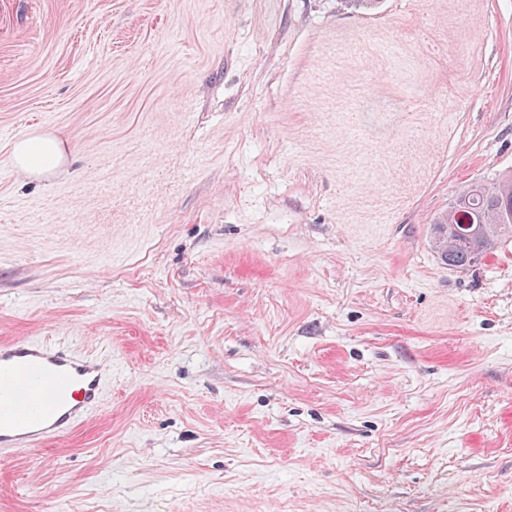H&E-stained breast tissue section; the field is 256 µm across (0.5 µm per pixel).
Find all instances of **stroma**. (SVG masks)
Masks as SVG:
<instances>
[{
	"mask_svg": "<svg viewBox=\"0 0 512 512\" xmlns=\"http://www.w3.org/2000/svg\"><path fill=\"white\" fill-rule=\"evenodd\" d=\"M510 175L512 0H0V339L112 361L0 512H512ZM66 142L56 135H32L17 141L12 150L14 165L31 177L48 175L66 159ZM466 223L474 224L476 232L467 234L461 226ZM433 224L436 252L448 267L476 264L502 238L512 237V176L490 185L471 184Z\"/></svg>",
	"mask_w": 512,
	"mask_h": 512,
	"instance_id": "stroma-1",
	"label": "stroma"
}]
</instances>
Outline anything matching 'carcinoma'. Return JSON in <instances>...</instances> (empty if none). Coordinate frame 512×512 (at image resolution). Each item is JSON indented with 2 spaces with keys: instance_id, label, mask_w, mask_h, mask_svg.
Segmentation results:
<instances>
[{
  "instance_id": "cac0c4a2",
  "label": "carcinoma",
  "mask_w": 512,
  "mask_h": 512,
  "mask_svg": "<svg viewBox=\"0 0 512 512\" xmlns=\"http://www.w3.org/2000/svg\"><path fill=\"white\" fill-rule=\"evenodd\" d=\"M504 237H512V176L471 184L434 222L436 252L454 269L476 264Z\"/></svg>"
}]
</instances>
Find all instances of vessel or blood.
I'll list each match as a JSON object with an SVG mask.
<instances>
[{
	"instance_id": "1",
	"label": "vessel or blood",
	"mask_w": 512,
	"mask_h": 512,
	"mask_svg": "<svg viewBox=\"0 0 512 512\" xmlns=\"http://www.w3.org/2000/svg\"><path fill=\"white\" fill-rule=\"evenodd\" d=\"M111 365L34 338L0 342V454L41 445L88 419Z\"/></svg>"
}]
</instances>
